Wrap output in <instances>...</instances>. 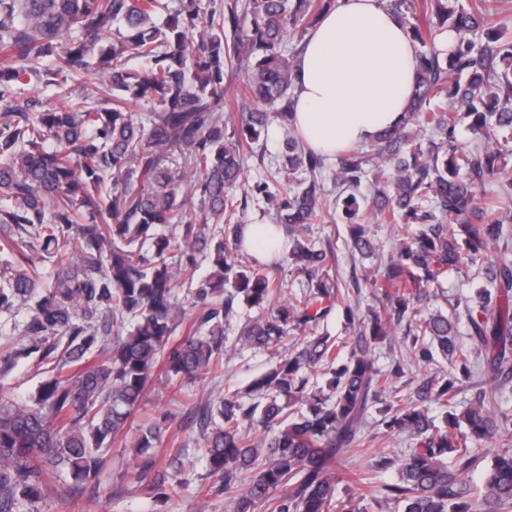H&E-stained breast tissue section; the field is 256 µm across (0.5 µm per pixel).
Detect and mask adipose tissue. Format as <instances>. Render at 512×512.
<instances>
[{
    "label": "adipose tissue",
    "mask_w": 512,
    "mask_h": 512,
    "mask_svg": "<svg viewBox=\"0 0 512 512\" xmlns=\"http://www.w3.org/2000/svg\"><path fill=\"white\" fill-rule=\"evenodd\" d=\"M414 48L385 0H338L307 38L297 63L296 123L314 148L371 141L401 116Z\"/></svg>",
    "instance_id": "obj_1"
}]
</instances>
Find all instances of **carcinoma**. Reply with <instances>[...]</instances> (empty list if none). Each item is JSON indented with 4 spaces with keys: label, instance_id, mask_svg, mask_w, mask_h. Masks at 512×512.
Here are the masks:
<instances>
[{
    "label": "carcinoma",
    "instance_id": "obj_1",
    "mask_svg": "<svg viewBox=\"0 0 512 512\" xmlns=\"http://www.w3.org/2000/svg\"><path fill=\"white\" fill-rule=\"evenodd\" d=\"M333 2L0 0V55L9 61L0 111L11 117L9 133L0 132V313L28 309L22 339L0 345V375L32 356L44 375L26 402L0 397V512L40 498L45 478L63 471L112 497L96 478L158 377L169 402L199 425L205 469L224 482L227 512H370L364 495L337 494L331 470L367 444V414L378 403L390 431L417 440L405 458L375 461L397 468L383 501L398 512H512V445L492 449L480 498L462 478L477 447L512 423L502 406L512 382V259L490 258L512 228L499 216L501 197L477 195L512 161L498 148L512 140V36L495 20L498 0L469 9L386 0L415 50L409 99L392 127L338 154L332 173L353 251H377L370 224L393 232L394 247L365 278L379 307L361 316L351 299L358 282L345 281L332 247L308 234L320 224L327 240L336 236V204L323 183L326 157L294 126L296 63L284 43L290 30L305 36ZM440 27L456 34L446 53L432 44ZM478 30L476 44L467 34ZM241 65L232 89L226 72ZM91 71L110 107L74 98L59 111L37 109L44 88ZM25 74L36 84L21 102L12 82ZM230 96L234 116L224 112ZM136 100L150 110L130 111ZM272 120L285 131L271 161L283 179L247 184L245 163H265L257 146ZM463 120L470 144L457 136ZM366 180L370 193L360 198ZM250 194L274 206L281 236L267 235L268 252L288 249L306 277L301 293H286L277 263L243 258L240 198ZM201 260L211 272L188 289L187 312L181 275ZM480 261L486 283L464 308L470 350L457 317L417 313L448 273ZM240 302L259 314L235 343L268 351L274 363L249 384L250 402L236 392L199 401L188 384L222 363ZM340 308L354 327L345 352L324 330ZM404 324L414 326L418 363L438 354L453 368L423 378L413 397L393 382L403 361L385 372L373 356ZM474 352L490 390L459 411L448 403L473 373ZM315 368L320 386L310 384ZM432 402L446 408L440 425L428 415ZM161 433L153 420L138 426L136 480L173 506L189 470L179 454L173 470L156 467ZM244 472L252 476L242 488Z\"/></svg>",
    "mask_w": 512,
    "mask_h": 512
}]
</instances>
